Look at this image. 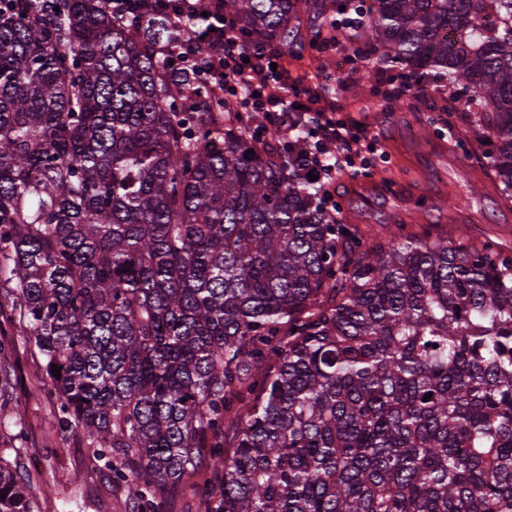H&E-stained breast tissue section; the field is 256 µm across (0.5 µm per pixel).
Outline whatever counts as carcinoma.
<instances>
[{
	"instance_id": "obj_1",
	"label": "carcinoma",
	"mask_w": 512,
	"mask_h": 512,
	"mask_svg": "<svg viewBox=\"0 0 512 512\" xmlns=\"http://www.w3.org/2000/svg\"><path fill=\"white\" fill-rule=\"evenodd\" d=\"M223 2L284 53L317 4ZM369 12L336 41L455 89L490 138L462 158L512 199V0ZM191 32L100 0L0 10V328L43 359L52 428L138 512L204 461L207 512H512V254L402 221L366 246L171 75L156 47ZM20 456L0 448V512H42Z\"/></svg>"
}]
</instances>
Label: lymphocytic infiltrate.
Listing matches in <instances>:
<instances>
[{
	"label": "lymphocytic infiltrate",
	"mask_w": 512,
	"mask_h": 512,
	"mask_svg": "<svg viewBox=\"0 0 512 512\" xmlns=\"http://www.w3.org/2000/svg\"><path fill=\"white\" fill-rule=\"evenodd\" d=\"M102 5L134 21L163 14L178 28L194 24L188 41L160 46L164 59L171 61L178 74L195 68L199 83L210 87L225 111L262 116V123L250 127L252 137L261 142L275 137L280 146L289 147L300 173L314 174L311 186L327 212L336 210L329 186L337 167L370 165L378 139L358 126L356 119L322 105L320 95L308 84V75H291L283 54L249 45L235 22L225 16L222 0H102ZM296 109L306 119L309 136L292 144L283 118ZM327 142L335 144V154L324 152Z\"/></svg>",
	"instance_id": "obj_1"
}]
</instances>
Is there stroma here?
Returning <instances> with one entry per match:
<instances>
[{"mask_svg": "<svg viewBox=\"0 0 512 512\" xmlns=\"http://www.w3.org/2000/svg\"><path fill=\"white\" fill-rule=\"evenodd\" d=\"M290 65H303L326 86L329 99L345 109L383 138L384 156L369 170V182L393 181L411 193H429L433 204L455 207L457 224H433L432 235H451L456 225L467 228L474 243L492 239L512 245V202L486 184L478 194L459 198L461 166L448 160V146L464 136L463 124L440 127L429 138L421 130L429 110H441L448 98V88L438 86L435 78L419 79L418 89L404 95L393 108L370 109L360 93L364 76H371L377 88H384L385 66L352 48L334 47L320 52L305 47L300 57L290 58ZM349 170L336 174V211L358 208L369 230L368 244L381 242L382 226L397 213L400 199L392 193L373 196L367 202L350 197ZM9 358L21 361L11 388L0 397V448H18L31 475L36 476L34 492L45 512H132L122 489L115 487L107 472L95 469L82 438L73 431H50L49 421L54 399L42 391L41 358L31 354L21 331L0 337ZM21 418H14V411Z\"/></svg>", "mask_w": 512, "mask_h": 512, "instance_id": "stroma-1", "label": "stroma"}]
</instances>
